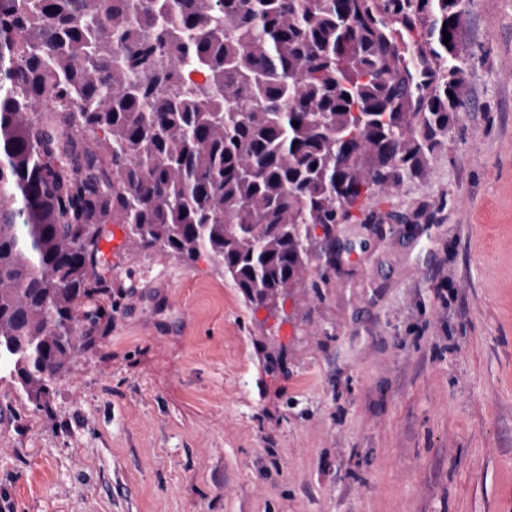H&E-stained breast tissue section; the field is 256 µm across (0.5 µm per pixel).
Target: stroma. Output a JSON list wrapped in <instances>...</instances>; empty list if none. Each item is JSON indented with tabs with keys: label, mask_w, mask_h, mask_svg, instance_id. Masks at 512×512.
Segmentation results:
<instances>
[{
	"label": "stroma",
	"mask_w": 512,
	"mask_h": 512,
	"mask_svg": "<svg viewBox=\"0 0 512 512\" xmlns=\"http://www.w3.org/2000/svg\"><path fill=\"white\" fill-rule=\"evenodd\" d=\"M459 41L453 135L291 322L115 231L104 336L0 378V512H512V0Z\"/></svg>",
	"instance_id": "obj_1"
}]
</instances>
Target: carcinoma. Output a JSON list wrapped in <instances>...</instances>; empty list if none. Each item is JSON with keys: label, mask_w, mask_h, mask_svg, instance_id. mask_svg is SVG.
Instances as JSON below:
<instances>
[{"label": "carcinoma", "mask_w": 512, "mask_h": 512, "mask_svg": "<svg viewBox=\"0 0 512 512\" xmlns=\"http://www.w3.org/2000/svg\"><path fill=\"white\" fill-rule=\"evenodd\" d=\"M464 0H0V374L39 404L112 312L111 224L275 310L453 133ZM428 22L415 79L383 14ZM451 35L443 43V33ZM203 81L193 83L187 74ZM324 260L319 279L312 264Z\"/></svg>", "instance_id": "1"}]
</instances>
